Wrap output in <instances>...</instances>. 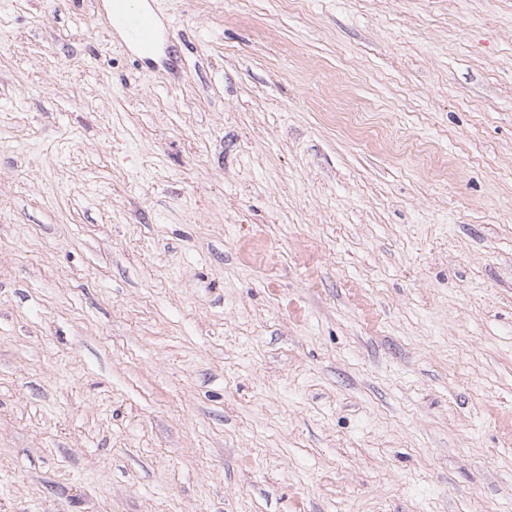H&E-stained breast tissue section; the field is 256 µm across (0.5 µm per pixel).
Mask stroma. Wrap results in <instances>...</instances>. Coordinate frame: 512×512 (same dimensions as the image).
Masks as SVG:
<instances>
[{"instance_id": "obj_1", "label": "stroma", "mask_w": 512, "mask_h": 512, "mask_svg": "<svg viewBox=\"0 0 512 512\" xmlns=\"http://www.w3.org/2000/svg\"><path fill=\"white\" fill-rule=\"evenodd\" d=\"M0 0V512H512V0ZM112 18L114 17L128 32L137 46L152 51L158 44L162 25L160 16L144 7L136 6L131 0H111Z\"/></svg>"}]
</instances>
